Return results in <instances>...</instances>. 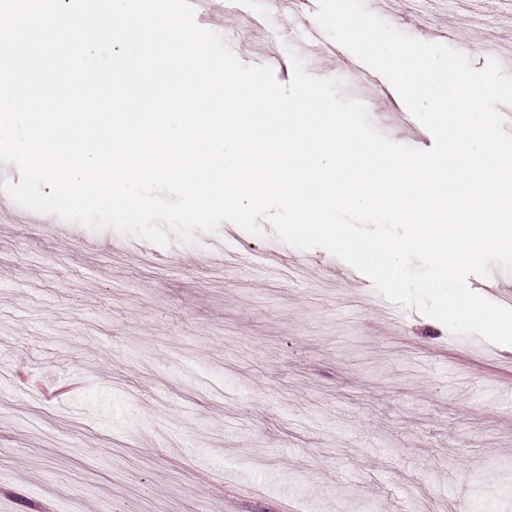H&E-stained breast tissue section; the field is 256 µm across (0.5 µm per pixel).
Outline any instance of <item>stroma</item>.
Here are the masks:
<instances>
[{"label": "stroma", "mask_w": 512, "mask_h": 512, "mask_svg": "<svg viewBox=\"0 0 512 512\" xmlns=\"http://www.w3.org/2000/svg\"><path fill=\"white\" fill-rule=\"evenodd\" d=\"M201 20L281 83L305 36L286 14ZM430 43L512 44V19L464 0L382 15ZM368 101L378 132L427 150L389 116L396 89L302 55ZM222 223L162 247L17 203L0 211V512H512V346L456 335L387 300L329 252ZM285 269L261 278L267 257ZM75 382L52 399L18 371Z\"/></svg>", "instance_id": "obj_1"}]
</instances>
